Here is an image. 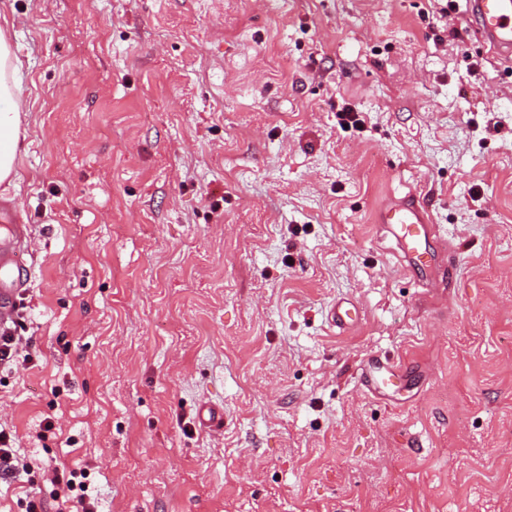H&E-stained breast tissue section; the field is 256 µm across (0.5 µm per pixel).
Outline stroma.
Masks as SVG:
<instances>
[{
    "label": "stroma",
    "instance_id": "1",
    "mask_svg": "<svg viewBox=\"0 0 512 512\" xmlns=\"http://www.w3.org/2000/svg\"><path fill=\"white\" fill-rule=\"evenodd\" d=\"M445 4L0 0L35 271L0 512H55L59 462L97 512H512V62ZM407 195L448 275L380 240ZM329 317L333 326L344 330L353 327L359 322L361 311L355 303L350 300L341 299L332 306ZM406 372L401 365L386 358L368 362L360 368L361 383L372 393L392 396L409 387Z\"/></svg>",
    "mask_w": 512,
    "mask_h": 512
}]
</instances>
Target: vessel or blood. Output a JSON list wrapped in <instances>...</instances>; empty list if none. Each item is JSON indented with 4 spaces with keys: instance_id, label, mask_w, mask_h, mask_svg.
<instances>
[{
    "instance_id": "1",
    "label": "vessel or blood",
    "mask_w": 512,
    "mask_h": 512,
    "mask_svg": "<svg viewBox=\"0 0 512 512\" xmlns=\"http://www.w3.org/2000/svg\"><path fill=\"white\" fill-rule=\"evenodd\" d=\"M463 18L484 47L512 58V0H464ZM382 239L393 245L403 268L413 276H424L439 268H450L447 253L439 251L434 226L423 204L406 197L388 202L376 216ZM0 325L14 318L17 298L26 285L29 268L23 256L31 249L28 227L14 221L11 209L0 207ZM333 326L344 330L361 318L359 307L348 300L336 301L329 312ZM362 384L372 393L391 396L408 389L401 365L391 359L374 360L360 369Z\"/></svg>"
}]
</instances>
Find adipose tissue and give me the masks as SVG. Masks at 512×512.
<instances>
[{"label": "adipose tissue", "instance_id": "ef3b65f1", "mask_svg": "<svg viewBox=\"0 0 512 512\" xmlns=\"http://www.w3.org/2000/svg\"><path fill=\"white\" fill-rule=\"evenodd\" d=\"M20 68L9 41L0 33V183L11 178L19 141Z\"/></svg>", "mask_w": 512, "mask_h": 512}]
</instances>
